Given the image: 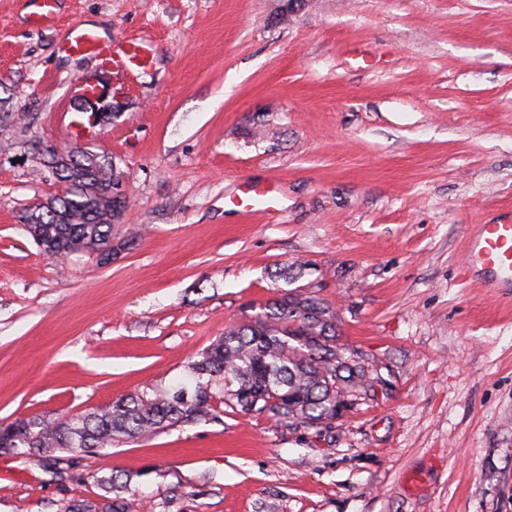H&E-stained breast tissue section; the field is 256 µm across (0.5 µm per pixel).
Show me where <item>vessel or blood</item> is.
Segmentation results:
<instances>
[{
	"label": "vessel or blood",
	"instance_id": "obj_1",
	"mask_svg": "<svg viewBox=\"0 0 512 512\" xmlns=\"http://www.w3.org/2000/svg\"><path fill=\"white\" fill-rule=\"evenodd\" d=\"M61 50L72 58H99L113 82L120 86L137 80L153 61L147 39L115 41L81 23L70 26ZM465 264L491 287L512 288V214L477 226L468 238Z\"/></svg>",
	"mask_w": 512,
	"mask_h": 512
}]
</instances>
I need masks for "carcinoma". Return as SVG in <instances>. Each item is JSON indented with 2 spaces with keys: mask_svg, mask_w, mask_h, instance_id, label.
<instances>
[{
  "mask_svg": "<svg viewBox=\"0 0 512 512\" xmlns=\"http://www.w3.org/2000/svg\"><path fill=\"white\" fill-rule=\"evenodd\" d=\"M98 165L101 179L117 185L123 176L115 164L87 155L81 162ZM71 222L27 225L24 231L49 257L95 248L112 237L128 206V197L113 192L112 213L98 207L90 182H73L58 199ZM336 312L311 289H292L267 304L254 320L225 329L190 364L192 385L178 384L151 395L120 398L105 410L78 419L22 418L0 425V451L15 455L52 456L69 452L100 456L121 437L143 438L179 425L213 419L214 395L244 414L268 415L288 427L330 428L340 407L375 396L380 383L375 365L353 348L336 344ZM115 494L110 512H133L131 480H99Z\"/></svg>",
  "mask_w": 512,
  "mask_h": 512,
  "instance_id": "cac0c4a2",
  "label": "carcinoma"
}]
</instances>
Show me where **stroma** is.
<instances>
[{
	"mask_svg": "<svg viewBox=\"0 0 512 512\" xmlns=\"http://www.w3.org/2000/svg\"><path fill=\"white\" fill-rule=\"evenodd\" d=\"M0 0V423L76 418L186 380L226 327L311 287L336 341L386 386L333 427L218 419L0 482V512L106 503L137 512H512V288H482L471 231L512 211V0H58L49 26ZM82 23L153 42L116 87L58 46ZM105 90L72 133L76 80ZM113 159L129 206L117 254L44 255L27 204L61 187L30 145ZM278 182L282 211L228 206ZM303 264L295 282L280 268ZM101 486L105 487L107 493L115 494L114 500L109 504V512H131L134 511L135 490L131 488V479L120 481L116 476L110 475L99 480ZM128 495V497H125Z\"/></svg>",
	"mask_w": 512,
	"mask_h": 512,
	"instance_id": "1",
	"label": "stroma"
}]
</instances>
